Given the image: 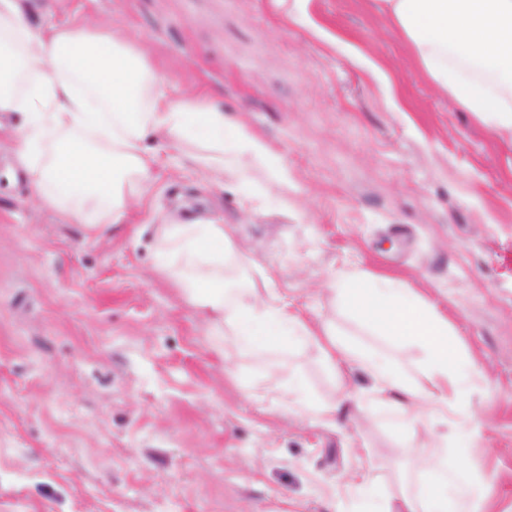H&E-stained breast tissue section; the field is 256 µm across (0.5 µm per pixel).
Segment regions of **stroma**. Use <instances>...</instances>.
I'll use <instances>...</instances> for the list:
<instances>
[{
	"label": "stroma",
	"instance_id": "stroma-1",
	"mask_svg": "<svg viewBox=\"0 0 512 512\" xmlns=\"http://www.w3.org/2000/svg\"><path fill=\"white\" fill-rule=\"evenodd\" d=\"M78 18L122 31L169 97L208 96L291 186L257 167L210 182L194 145L150 136L148 201L93 232L36 200L0 136V512H369L361 465L379 500L418 489L415 451L441 436L482 512H512V145L432 85L375 0H38L31 21ZM187 221L223 224L226 284L272 288L419 382L421 340L331 292L338 270L394 279L481 382L410 437L320 344L240 346L156 269L157 225Z\"/></svg>",
	"mask_w": 512,
	"mask_h": 512
}]
</instances>
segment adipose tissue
Here are the masks:
<instances>
[{
	"label": "adipose tissue",
	"mask_w": 512,
	"mask_h": 512,
	"mask_svg": "<svg viewBox=\"0 0 512 512\" xmlns=\"http://www.w3.org/2000/svg\"><path fill=\"white\" fill-rule=\"evenodd\" d=\"M436 88L473 113L495 136L512 139V0H376ZM33 0H0V113L15 158L36 198L87 224L120 223L125 199L142 200L157 156L146 133L200 145L196 163L224 176V155L268 163L264 145L242 126L228 127L221 110L198 95L169 99L158 73L132 53L120 32L97 33L87 23L35 28ZM158 268L186 270L174 284L212 320L229 323L240 343L289 336H332L290 311L274 294L248 300L224 289L212 272L231 242L220 224H161ZM338 302L385 336L423 339L426 383L408 382L383 354L329 346L331 363L367 372L379 403L401 417L463 395L470 363L448 348V321L390 279L359 272L331 276ZM423 454L431 473L419 494L403 496L396 512H479L469 478L449 469L441 442Z\"/></svg>",
	"instance_id": "ef3b65f1"
}]
</instances>
